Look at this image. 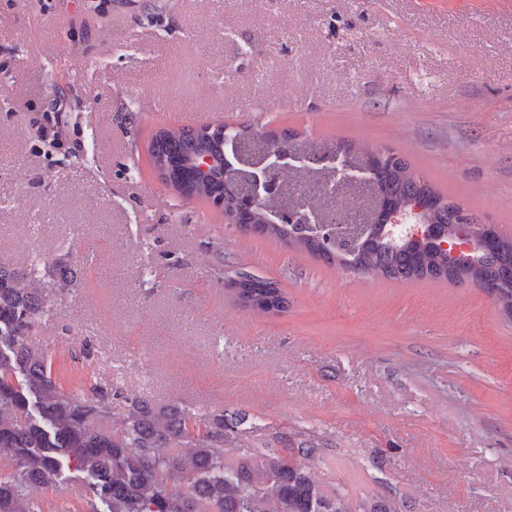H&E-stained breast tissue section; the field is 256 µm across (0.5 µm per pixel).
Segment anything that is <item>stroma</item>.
Listing matches in <instances>:
<instances>
[{"mask_svg": "<svg viewBox=\"0 0 512 512\" xmlns=\"http://www.w3.org/2000/svg\"><path fill=\"white\" fill-rule=\"evenodd\" d=\"M174 121L393 149L512 238V0H0V265L78 271L31 338L60 388L110 384L112 426L138 396L237 415L356 497L512 512V318L239 233L154 172ZM241 272L287 311L243 308ZM28 497L89 512L79 472Z\"/></svg>", "mask_w": 512, "mask_h": 512, "instance_id": "35a3bbf8", "label": "stroma"}]
</instances>
